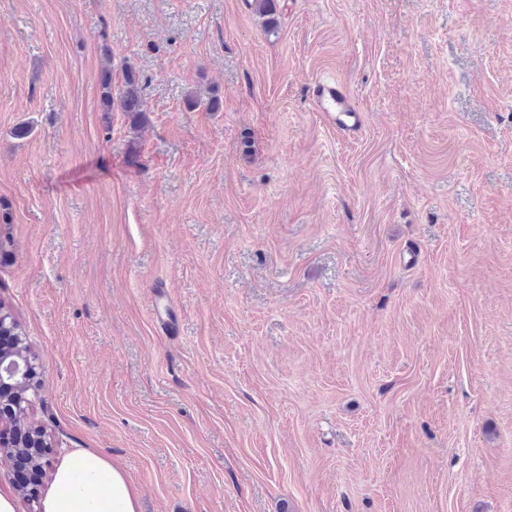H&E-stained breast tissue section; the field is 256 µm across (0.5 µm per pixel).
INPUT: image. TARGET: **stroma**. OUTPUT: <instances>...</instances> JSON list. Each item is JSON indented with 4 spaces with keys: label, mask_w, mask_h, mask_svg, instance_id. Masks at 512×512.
Returning a JSON list of instances; mask_svg holds the SVG:
<instances>
[{
    "label": "stroma",
    "mask_w": 512,
    "mask_h": 512,
    "mask_svg": "<svg viewBox=\"0 0 512 512\" xmlns=\"http://www.w3.org/2000/svg\"><path fill=\"white\" fill-rule=\"evenodd\" d=\"M249 2L0 0L25 424L142 512H512V0ZM145 85L140 73L133 66L122 70L120 82L112 80L111 56H105L100 78V104L102 112H113L115 106L124 112L134 130L148 121ZM313 98L325 120L336 127V131L353 136L364 125L362 112L352 103L346 88L335 81H319L314 84Z\"/></svg>",
    "instance_id": "stroma-1"
}]
</instances>
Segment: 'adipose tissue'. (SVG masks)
<instances>
[{
  "label": "adipose tissue",
  "mask_w": 512,
  "mask_h": 512,
  "mask_svg": "<svg viewBox=\"0 0 512 512\" xmlns=\"http://www.w3.org/2000/svg\"><path fill=\"white\" fill-rule=\"evenodd\" d=\"M42 512H141L140 496L105 455L77 448L57 467Z\"/></svg>",
  "instance_id": "1"
}]
</instances>
